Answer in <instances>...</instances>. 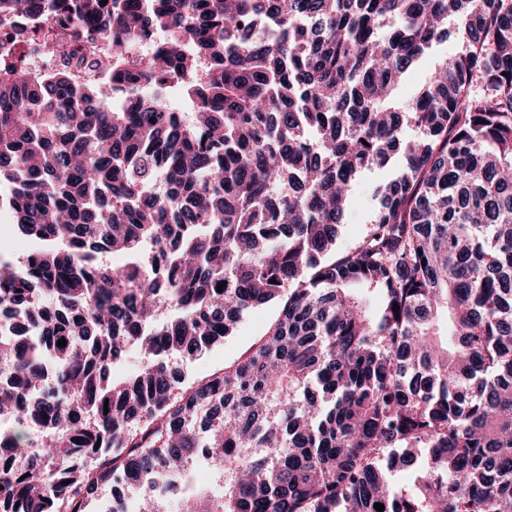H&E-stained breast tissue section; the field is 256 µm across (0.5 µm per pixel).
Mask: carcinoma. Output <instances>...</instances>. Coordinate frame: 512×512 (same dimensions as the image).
Returning a JSON list of instances; mask_svg holds the SVG:
<instances>
[{
  "instance_id": "1",
  "label": "carcinoma",
  "mask_w": 512,
  "mask_h": 512,
  "mask_svg": "<svg viewBox=\"0 0 512 512\" xmlns=\"http://www.w3.org/2000/svg\"><path fill=\"white\" fill-rule=\"evenodd\" d=\"M51 13L109 50L44 72L0 53V207L40 244L0 260L22 319L0 335V455L44 448L0 470L4 512H86L113 473L202 455L217 489L180 512H512V0H0L49 61ZM450 25L459 50L392 107ZM397 152L338 250L359 177ZM276 298L248 354L177 391L173 358Z\"/></svg>"
}]
</instances>
